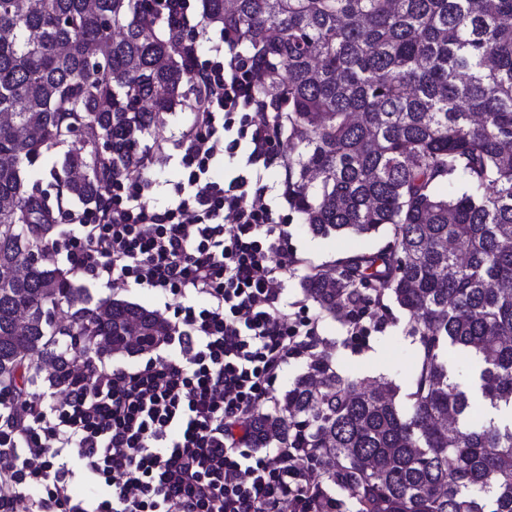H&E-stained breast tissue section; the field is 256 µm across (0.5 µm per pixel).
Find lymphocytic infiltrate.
<instances>
[{"label":"lymphocytic infiltrate","instance_id":"1","mask_svg":"<svg viewBox=\"0 0 512 512\" xmlns=\"http://www.w3.org/2000/svg\"><path fill=\"white\" fill-rule=\"evenodd\" d=\"M253 67L220 42L189 59L207 96L179 140L174 203L149 205L131 172L71 213L70 275L176 298L167 352L133 369L85 356L63 394L0 403V512H318L305 449L258 448L251 431L283 367L322 344L319 317L286 299L304 260L267 198L279 151Z\"/></svg>","mask_w":512,"mask_h":512}]
</instances>
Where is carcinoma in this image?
I'll return each instance as SVG.
<instances>
[{"label":"carcinoma","mask_w":512,"mask_h":512,"mask_svg":"<svg viewBox=\"0 0 512 512\" xmlns=\"http://www.w3.org/2000/svg\"><path fill=\"white\" fill-rule=\"evenodd\" d=\"M224 40L261 57L252 92L285 139L288 205L317 236L385 232L305 275V297L350 323L391 300L414 346L408 407L387 380H350L327 357L253 421L259 446L306 448L355 512H512V0H201ZM194 36L157 28L140 0H0V388L61 389L78 339L99 359L168 335L153 311L89 296L50 259L37 197L99 203L142 167L139 138L184 94ZM81 150H63L74 130ZM105 138L109 150L95 149ZM42 261L21 271L27 251ZM72 311L61 329L54 315ZM141 342L128 341L130 333ZM452 351L473 366L460 374Z\"/></svg>","instance_id":"1"}]
</instances>
